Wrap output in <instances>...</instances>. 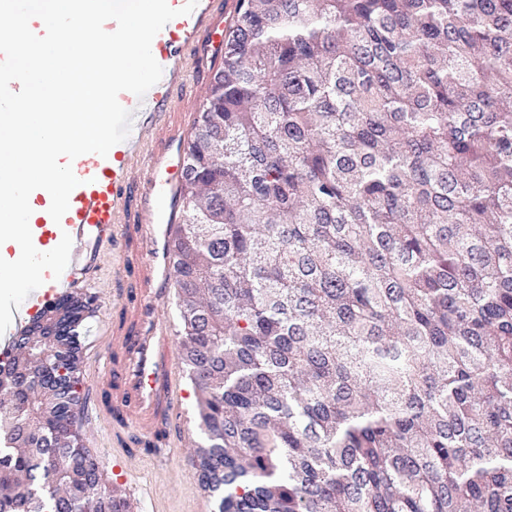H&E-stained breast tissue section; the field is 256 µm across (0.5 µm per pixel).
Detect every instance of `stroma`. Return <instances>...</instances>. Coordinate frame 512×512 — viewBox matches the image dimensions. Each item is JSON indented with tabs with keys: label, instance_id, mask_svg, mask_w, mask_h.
Masks as SVG:
<instances>
[{
	"label": "stroma",
	"instance_id": "obj_1",
	"mask_svg": "<svg viewBox=\"0 0 512 512\" xmlns=\"http://www.w3.org/2000/svg\"><path fill=\"white\" fill-rule=\"evenodd\" d=\"M120 261L111 244H104L86 280L77 284L80 292L94 299V313L81 333L83 357L81 388L90 391L92 376L100 353L104 351L107 326L116 319L112 310V290L117 282L113 270ZM176 423L171 448L164 458L142 456L117 468L116 459L122 449L113 447L105 423L83 428L86 448L100 461L109 483L123 491L130 500L132 512H214L213 502L200 488L193 466V450L201 442L198 429L197 396L185 369L177 371Z\"/></svg>",
	"mask_w": 512,
	"mask_h": 512
}]
</instances>
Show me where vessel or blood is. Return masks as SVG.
Returning <instances> with one entry per match:
<instances>
[{
	"mask_svg": "<svg viewBox=\"0 0 512 512\" xmlns=\"http://www.w3.org/2000/svg\"><path fill=\"white\" fill-rule=\"evenodd\" d=\"M225 13L223 0H198L191 14L179 15L156 35L151 49L162 78L144 98L120 94V104L133 113L127 139L112 147L107 161L87 154L79 163V184L58 226L72 238L70 262L60 278L45 279L53 289L72 283L105 240L124 245L128 219L138 215L142 253L136 262L122 259L123 286L112 294L113 307L133 310V320L115 331L88 406L108 424L113 441L127 440L154 454L165 450L172 435L175 331L158 311L170 299L171 240L182 220L178 173L195 127L191 121L168 124L164 115L185 111L189 101L204 96L203 88L192 90L188 83L202 62L222 59Z\"/></svg>",
	"mask_w": 512,
	"mask_h": 512,
	"instance_id": "b4317fda",
	"label": "vessel or blood"
}]
</instances>
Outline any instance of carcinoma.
<instances>
[{"label": "carcinoma", "mask_w": 512, "mask_h": 512, "mask_svg": "<svg viewBox=\"0 0 512 512\" xmlns=\"http://www.w3.org/2000/svg\"><path fill=\"white\" fill-rule=\"evenodd\" d=\"M172 241L217 512H512V0H238ZM92 299L0 362V512H129Z\"/></svg>", "instance_id": "carcinoma-1"}]
</instances>
